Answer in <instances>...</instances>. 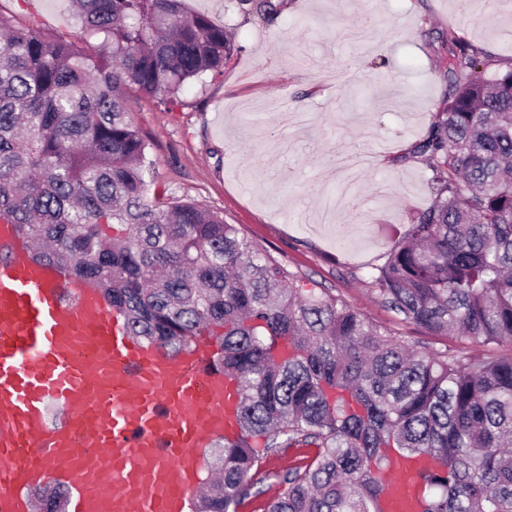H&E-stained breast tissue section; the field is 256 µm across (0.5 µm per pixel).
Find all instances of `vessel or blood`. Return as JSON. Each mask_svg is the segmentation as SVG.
<instances>
[{"instance_id": "vessel-or-blood-1", "label": "vessel or blood", "mask_w": 512, "mask_h": 512, "mask_svg": "<svg viewBox=\"0 0 512 512\" xmlns=\"http://www.w3.org/2000/svg\"><path fill=\"white\" fill-rule=\"evenodd\" d=\"M0 512H31L22 484L69 483L73 512H187L201 448L235 431L239 396L211 346L178 358L132 336L101 297L31 261L0 224ZM391 457L382 512L417 496Z\"/></svg>"}]
</instances>
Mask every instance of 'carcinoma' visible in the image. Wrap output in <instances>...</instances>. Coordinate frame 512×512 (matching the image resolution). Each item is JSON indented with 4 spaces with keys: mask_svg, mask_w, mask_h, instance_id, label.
<instances>
[{
    "mask_svg": "<svg viewBox=\"0 0 512 512\" xmlns=\"http://www.w3.org/2000/svg\"><path fill=\"white\" fill-rule=\"evenodd\" d=\"M270 15L272 0H235ZM92 52L0 15V222L30 257L67 268L174 357L204 338L240 388L236 432L204 451L191 512H381L392 450L426 461L423 512H512V65L448 33V98L412 156L434 204L373 268L402 320L479 353L415 350L344 301L306 288L217 212L157 190L130 102L178 103L223 72L224 25L182 0H74ZM300 450L288 469L263 464ZM45 512L66 492L39 489Z\"/></svg>",
    "mask_w": 512,
    "mask_h": 512,
    "instance_id": "carcinoma-1",
    "label": "carcinoma"
}]
</instances>
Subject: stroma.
<instances>
[{
	"label": "stroma",
	"mask_w": 512,
	"mask_h": 512,
	"mask_svg": "<svg viewBox=\"0 0 512 512\" xmlns=\"http://www.w3.org/2000/svg\"><path fill=\"white\" fill-rule=\"evenodd\" d=\"M269 16L232 0H185L224 24L223 72L179 93L173 110L132 103L150 137L159 189L236 225L288 270L418 349H467L385 307L369 273L407 237L435 195L409 158L448 96L454 30L495 63L512 61V13L471 0H274ZM0 12L82 46L69 0H0Z\"/></svg>",
	"instance_id": "1"
}]
</instances>
